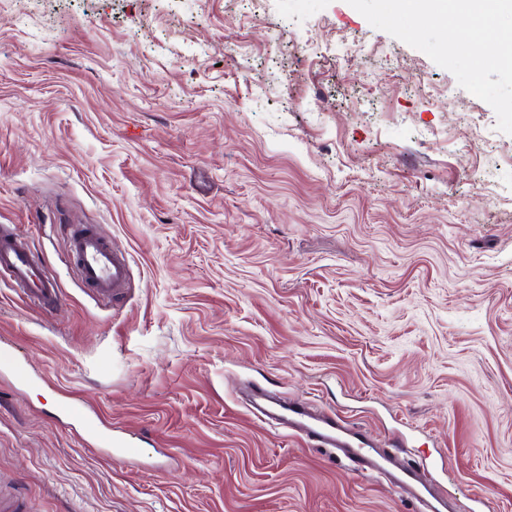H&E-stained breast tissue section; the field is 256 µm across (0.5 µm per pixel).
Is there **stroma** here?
I'll return each instance as SVG.
<instances>
[{
	"label": "stroma",
	"instance_id": "stroma-1",
	"mask_svg": "<svg viewBox=\"0 0 512 512\" xmlns=\"http://www.w3.org/2000/svg\"><path fill=\"white\" fill-rule=\"evenodd\" d=\"M347 0H0V486L24 512H413L257 418L317 397L512 512V135ZM124 248L96 304L68 228ZM139 460L93 445L63 408ZM0 274L40 309H50L58 302L54 279L32 251L28 236L16 226H0Z\"/></svg>",
	"mask_w": 512,
	"mask_h": 512
}]
</instances>
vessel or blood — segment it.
Wrapping results in <instances>:
<instances>
[{"label": "vessel or blood", "mask_w": 512, "mask_h": 512, "mask_svg": "<svg viewBox=\"0 0 512 512\" xmlns=\"http://www.w3.org/2000/svg\"><path fill=\"white\" fill-rule=\"evenodd\" d=\"M68 256L79 282L98 302L108 306L122 299L130 277L128 259L95 226L70 228ZM0 275L38 308H52L58 301L54 279L32 251L28 236L18 228L0 226ZM286 421L290 434L313 440L322 448L342 449L358 473L388 476L392 488L412 504H420L432 491L425 474L405 462L410 444L404 438L392 440L391 452H378L371 436L358 424L306 405L289 407Z\"/></svg>", "instance_id": "b4317fda"}]
</instances>
